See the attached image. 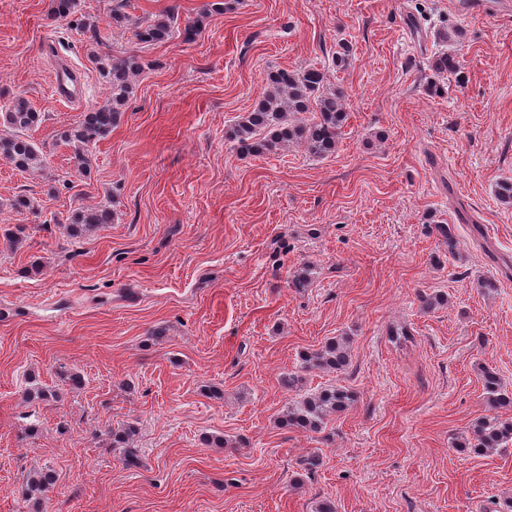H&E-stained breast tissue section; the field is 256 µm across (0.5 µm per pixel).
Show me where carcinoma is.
<instances>
[{"mask_svg":"<svg viewBox=\"0 0 512 512\" xmlns=\"http://www.w3.org/2000/svg\"><path fill=\"white\" fill-rule=\"evenodd\" d=\"M76 0H49L50 15L57 20H66L79 33L92 32L95 42L106 39L97 27H89L83 17L75 15ZM176 20L174 15L163 12L153 19L132 24L128 15L116 9L112 12V24L132 29L135 40L145 46L166 42L173 37ZM99 73L109 90L107 102L81 114L79 121L61 133V139L74 149L75 159L81 169L90 167V145L107 136L121 116V108L127 104L134 92L133 79L142 71V64L135 56L113 59L109 56L94 59ZM459 57L452 53H441L432 62V70L439 76L460 73ZM344 90L328 84L325 69L308 66L295 70H276L267 77V90L256 101L253 109L239 115L227 131L228 139L237 143L243 155L275 153L290 143H301L316 156L325 157L336 151L349 113L343 105ZM308 112L315 116L306 120L297 118ZM4 123L15 134L0 138V158L15 169L28 172L41 165L34 144L23 132L40 125L41 113L24 98L18 97L3 113ZM112 223V209L100 206L81 210L69 217L67 229L76 235L101 224ZM305 369H322L327 372H342L350 361L347 339L331 338L320 348L305 351L300 357ZM483 389L494 414L477 421L472 437L453 443L455 448H470L477 455L501 448L512 442V418H505L499 410L512 408V397L501 391L495 371L482 368ZM354 401L352 393L345 387L332 384L309 392L287 408L279 417L284 428L317 433L326 420L344 412ZM137 427L128 423L109 431L112 447L123 449L125 463H139V451L133 442ZM56 481L54 470L43 468L31 474L26 482L24 495L35 509H40L42 495Z\"/></svg>","mask_w":512,"mask_h":512,"instance_id":"carcinoma-1","label":"carcinoma"}]
</instances>
